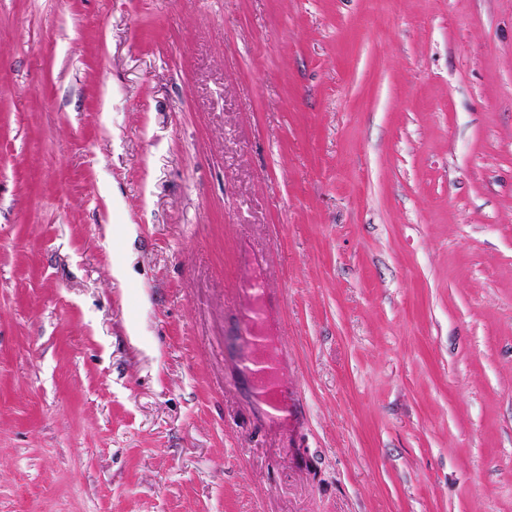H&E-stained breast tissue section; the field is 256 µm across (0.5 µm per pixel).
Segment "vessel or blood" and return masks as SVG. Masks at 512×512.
Masks as SVG:
<instances>
[{
  "instance_id": "obj_1",
  "label": "vessel or blood",
  "mask_w": 512,
  "mask_h": 512,
  "mask_svg": "<svg viewBox=\"0 0 512 512\" xmlns=\"http://www.w3.org/2000/svg\"><path fill=\"white\" fill-rule=\"evenodd\" d=\"M233 292L239 306L240 366L251 377L269 415H279L286 409L279 380L280 359L270 351L266 332L277 301L259 276L240 279Z\"/></svg>"
}]
</instances>
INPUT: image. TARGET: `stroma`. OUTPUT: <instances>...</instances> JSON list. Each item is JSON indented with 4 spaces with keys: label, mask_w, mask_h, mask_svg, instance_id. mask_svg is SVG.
Segmentation results:
<instances>
[{
    "label": "stroma",
    "mask_w": 512,
    "mask_h": 512,
    "mask_svg": "<svg viewBox=\"0 0 512 512\" xmlns=\"http://www.w3.org/2000/svg\"><path fill=\"white\" fill-rule=\"evenodd\" d=\"M0 512H512V0H0ZM233 292L239 306L241 336L236 339L242 349L240 366L251 377L269 415L279 416L286 409L279 380L280 359L270 351L266 332L277 300L260 275L241 278Z\"/></svg>",
    "instance_id": "35a3bbf8"
}]
</instances>
